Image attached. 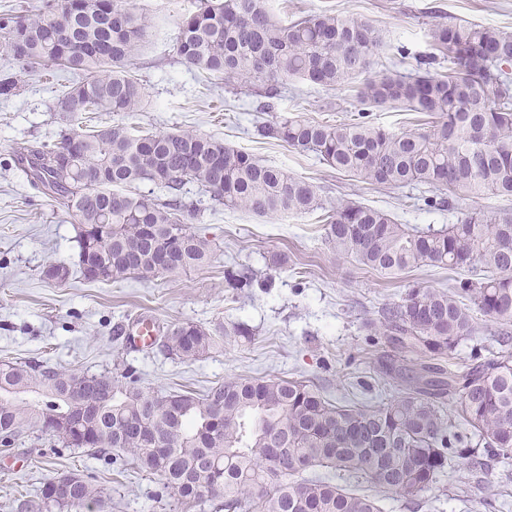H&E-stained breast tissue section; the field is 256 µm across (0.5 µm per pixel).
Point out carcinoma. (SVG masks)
Here are the masks:
<instances>
[{
    "mask_svg": "<svg viewBox=\"0 0 512 512\" xmlns=\"http://www.w3.org/2000/svg\"><path fill=\"white\" fill-rule=\"evenodd\" d=\"M198 2L179 24V62L261 89L268 101L257 111H275L271 99L288 80L354 88L359 109L350 119L327 124L273 116L256 123V135L312 153L370 185L424 186L429 208L454 211L485 195L512 198V32L440 20L430 27L432 52L414 73L368 77L385 35L366 19L322 12L285 25L269 0ZM147 30L128 0H43L24 15H0L1 53L30 72L56 65L79 76L53 104L68 127L49 142L18 145L13 160L76 217L85 280L166 278L208 262L210 241L189 227L199 209L182 196L193 185L216 205L257 215L319 210L326 243L383 275L423 266L483 272L446 290L417 284L383 313V334L407 353L450 356L476 332L475 311L504 332L512 327V209H473L439 228L400 224L348 199L327 206L313 184L214 136L136 135L120 122L99 129L84 124L87 113L137 111L143 90L127 66ZM383 106L430 121L389 131L372 120L373 109ZM85 172L97 182H81ZM145 182L166 197L134 191ZM42 275L59 283L69 269L50 262ZM252 285L251 274L224 271V287ZM159 343L165 353L192 361L220 351L224 331L175 323L160 331ZM429 373L419 364L386 405L351 406L334 405L316 387L292 379L226 380L203 395L150 394L130 368L89 376L4 362L0 447H13L32 430L92 455L119 449L199 512H382L378 497L349 493L336 480L367 482L411 501L452 460L469 469L481 448L504 463L512 459V353L475 357L446 379ZM107 388L110 396L77 423L75 402L93 401ZM271 437L307 466L278 468ZM318 468L325 473H315ZM102 494L80 475L70 484L53 478L38 500L18 509L98 506Z\"/></svg>",
    "mask_w": 512,
    "mask_h": 512,
    "instance_id": "1",
    "label": "carcinoma"
}]
</instances>
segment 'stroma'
Instances as JSON below:
<instances>
[{"instance_id":"1","label":"stroma","mask_w":512,"mask_h":512,"mask_svg":"<svg viewBox=\"0 0 512 512\" xmlns=\"http://www.w3.org/2000/svg\"><path fill=\"white\" fill-rule=\"evenodd\" d=\"M131 7L150 24L129 70L143 87L138 111L93 114L97 125L120 121L137 131H194L212 135L266 165L288 170L313 183L324 202L345 196L362 205L390 212L399 223L441 226L458 212L481 209L492 214L512 209V200L486 195L461 202L457 212L428 211L415 206L412 187H379L330 169L312 155L264 140L254 132L260 95L252 87L232 86L223 79L187 70L177 60L178 23L195 8V0H131ZM279 21L321 10L371 20L386 34L372 75L410 73L431 50L432 14L512 31V0H271ZM0 70L17 74V96L0 98V360L47 363L100 374L137 370L150 393L191 390L201 393L213 383L238 378L293 379L318 387L334 402L368 405L390 399L378 369L392 353L385 336L372 335L382 307L396 303L408 288L421 284L451 286L459 272L421 267L386 276L333 252L316 215L259 216L241 210H203L193 232L211 241L209 262L175 278L127 280L102 284L85 281L77 267V225L71 212L45 198L15 167L10 151L24 140L44 141L61 127L51 107L74 81L72 74L48 68L21 71L0 56ZM357 103L351 88L317 90L298 80L281 88L277 115L302 116L336 123L350 118ZM283 265L268 264L271 254ZM51 261L64 263L70 274L59 284L43 279ZM247 268L253 287L227 291L224 271ZM147 314L159 325L191 322L206 330L242 323L246 336H230L224 349L193 361L161 353L158 345L132 350L125 329ZM498 326L479 323L441 366L460 370L473 355L508 350L500 345ZM77 472L104 491L101 512H186L157 476L134 469L121 453L99 456L51 446L29 435L17 448L0 450V512H14L15 501L36 494L47 480ZM383 512H485L482 495L449 472L419 494L417 504L383 498Z\"/></svg>"}]
</instances>
